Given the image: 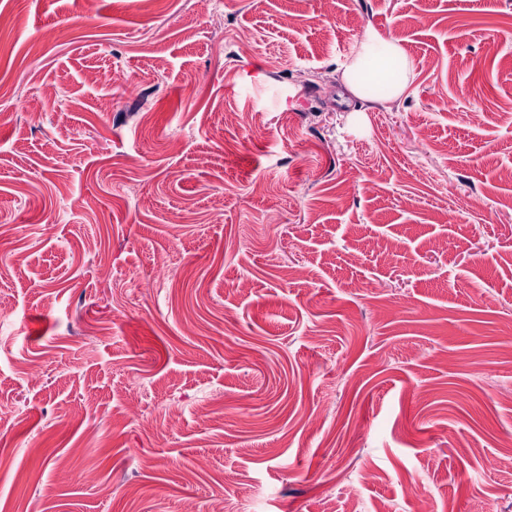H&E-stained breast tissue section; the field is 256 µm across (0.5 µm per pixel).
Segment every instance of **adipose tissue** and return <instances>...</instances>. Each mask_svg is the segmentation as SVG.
<instances>
[{
	"label": "adipose tissue",
	"mask_w": 512,
	"mask_h": 512,
	"mask_svg": "<svg viewBox=\"0 0 512 512\" xmlns=\"http://www.w3.org/2000/svg\"><path fill=\"white\" fill-rule=\"evenodd\" d=\"M367 42H383L387 57L386 59H368L366 54H358L342 73V79L346 87L360 99H368L373 93L375 84H384L389 98H397L406 86L411 75L410 63L403 62L398 71H390L389 60L401 59L403 50L398 41L382 40L377 32H369Z\"/></svg>",
	"instance_id": "adipose-tissue-1"
}]
</instances>
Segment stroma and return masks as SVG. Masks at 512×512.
<instances>
[{
  "mask_svg": "<svg viewBox=\"0 0 512 512\" xmlns=\"http://www.w3.org/2000/svg\"><path fill=\"white\" fill-rule=\"evenodd\" d=\"M0 13V512H512V0ZM372 42H381L385 46L387 58L403 59L401 68L391 73L388 63L380 58L368 61L366 54L359 53L342 73V79L346 87L362 100L370 98L373 94L372 87L376 83H384L389 99H396L406 86L411 75V65L404 56L403 50L396 40L383 39L380 34L371 31L367 34L366 45Z\"/></svg>",
  "mask_w": 512,
  "mask_h": 512,
  "instance_id": "1",
  "label": "stroma"
}]
</instances>
